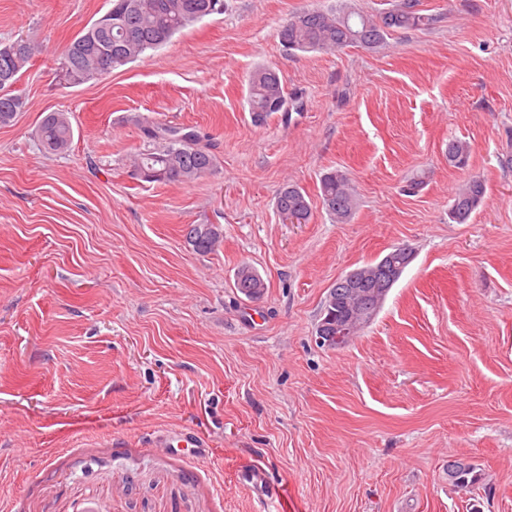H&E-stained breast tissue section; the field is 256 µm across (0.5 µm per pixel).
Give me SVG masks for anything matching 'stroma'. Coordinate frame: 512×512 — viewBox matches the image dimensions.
Instances as JSON below:
<instances>
[{"instance_id":"obj_1","label":"stroma","mask_w":512,"mask_h":512,"mask_svg":"<svg viewBox=\"0 0 512 512\" xmlns=\"http://www.w3.org/2000/svg\"><path fill=\"white\" fill-rule=\"evenodd\" d=\"M339 0H226L125 69L56 73L110 0H0V43L34 36L0 127V512H512V0H420L425 30L376 48L288 52L279 28ZM279 71L301 109L253 125L247 78ZM66 113L70 149L38 125ZM149 122L197 130L219 164L141 183ZM473 147L449 166V140ZM348 173L346 224L320 178ZM483 204L449 209L470 176ZM424 187L405 192L410 179ZM297 184L308 223L283 221ZM221 225L199 255L185 225ZM413 259L341 347L316 327L336 280L393 248ZM267 288L251 301L234 273ZM197 431L206 459L156 448ZM462 459L472 491L448 480ZM262 466L278 497L235 480ZM73 135L72 123L63 112L47 113L39 125V144L46 154L63 153L70 145ZM486 193V185L480 176H472L455 193L449 211L450 218L465 223L471 214L481 205ZM276 208L282 218L283 214H297V224L308 223L311 217L309 202L301 188L295 184L288 183L282 187L277 197ZM234 288L246 298L256 300L263 296L266 284L252 266L243 264L235 274Z\"/></svg>"}]
</instances>
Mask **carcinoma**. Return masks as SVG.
<instances>
[{
	"label": "carcinoma",
	"instance_id": "carcinoma-1",
	"mask_svg": "<svg viewBox=\"0 0 512 512\" xmlns=\"http://www.w3.org/2000/svg\"><path fill=\"white\" fill-rule=\"evenodd\" d=\"M419 0H398L379 14H368L346 2L334 8H314L291 17L279 31L283 46L298 51H334L349 45L375 48L386 36L397 30L422 29L433 18L420 12ZM225 0H112V19L98 18L76 35L68 46L58 72V81L69 86L86 83L98 76L126 67L148 50L156 49L177 33L213 14H221ZM34 54L31 39L19 38L0 45V126L11 124L24 108L21 96L13 93L26 65ZM248 112L252 122L264 124L280 112L288 117L292 98L285 91L281 76L271 67L251 72L248 80ZM145 149L131 159L129 176L145 183L186 184L215 172L218 158L208 139L196 131L180 127L146 124L142 127ZM74 131L63 112L46 114L38 130L39 144L50 155L63 153L73 139ZM472 148L466 141L448 142V164L457 169L470 165ZM322 208L336 223L351 220L357 209V199L347 175L339 171L325 173L321 179ZM486 193L484 180L469 178L455 193L449 211L450 218L465 223L481 205ZM279 214L294 213L298 223L306 224L311 207L295 184H286L276 201ZM223 240L219 224H189L185 243L194 252L208 254ZM395 264L407 259L404 247L391 251ZM393 264V265H395ZM389 264L380 268L369 264L352 271L355 286L330 289L324 304L328 322L326 335H336V324L353 313L360 319L375 305L373 287L385 280L392 271ZM234 288L246 298L263 296L265 281L250 265H241L235 274ZM448 479L458 487L472 489L477 483L470 464L461 460L448 462Z\"/></svg>",
	"mask_w": 512,
	"mask_h": 512
}]
</instances>
